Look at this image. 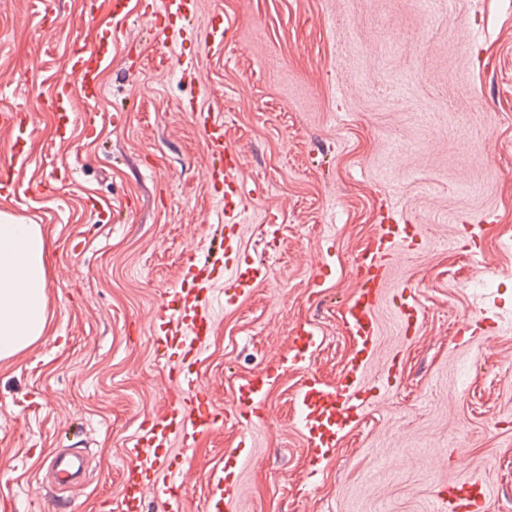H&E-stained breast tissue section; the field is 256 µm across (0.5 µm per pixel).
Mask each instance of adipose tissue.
<instances>
[{"label":"adipose tissue","instance_id":"adipose-tissue-1","mask_svg":"<svg viewBox=\"0 0 512 512\" xmlns=\"http://www.w3.org/2000/svg\"><path fill=\"white\" fill-rule=\"evenodd\" d=\"M48 257L39 225L0 217V359L23 351L44 333Z\"/></svg>","mask_w":512,"mask_h":512}]
</instances>
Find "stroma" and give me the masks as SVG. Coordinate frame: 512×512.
<instances>
[{
    "instance_id": "obj_1",
    "label": "stroma",
    "mask_w": 512,
    "mask_h": 512,
    "mask_svg": "<svg viewBox=\"0 0 512 512\" xmlns=\"http://www.w3.org/2000/svg\"><path fill=\"white\" fill-rule=\"evenodd\" d=\"M85 2L0 0V113L31 110L34 127L0 214L51 247L45 332L0 359V512H107L142 421L167 409L155 317L224 208L195 104L241 154L242 251L269 278L231 303L212 281L191 377L222 419L174 468L179 512H210L232 450L228 512H444L474 483L482 512H512V0H199L200 24L219 11L231 27L217 51L155 41L139 0L117 18L96 0L85 27ZM76 39L109 63L90 129L40 109L62 81L83 107ZM388 206L420 242L378 308L372 399L313 468L298 393L350 364L340 310ZM302 329L316 344L301 355ZM267 366L248 428L239 388ZM70 448L89 467L56 500L42 478Z\"/></svg>"
}]
</instances>
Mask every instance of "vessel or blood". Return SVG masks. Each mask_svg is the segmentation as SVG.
Listing matches in <instances>:
<instances>
[{
    "label": "vessel or blood",
    "mask_w": 512,
    "mask_h": 512,
    "mask_svg": "<svg viewBox=\"0 0 512 512\" xmlns=\"http://www.w3.org/2000/svg\"><path fill=\"white\" fill-rule=\"evenodd\" d=\"M197 0H160L153 6L148 18L159 42H167L174 20L193 22L197 16ZM229 36V29L222 14H214L205 29L203 46L211 50L222 47ZM103 62V55L96 45H76L72 52V64L84 74L85 109L80 112L82 124L94 121L96 111L93 103L101 86L97 74ZM31 120L28 115L18 112H1L0 126L17 133L10 144L5 165L0 166V195L10 196L16 185L17 168L24 164L26 154L23 141L29 134ZM206 144L212 154L224 159V270L231 288L243 290L246 281L238 280L234 268L235 255L239 250V224L241 213L236 205L246 193L241 167L233 149L225 142L223 124L210 120ZM409 243V227L398 208H390L386 222L377 224L376 229L363 247L357 261V276L354 295L342 310L343 325L358 345L359 355H367L374 345L376 336V309L388 286V263L395 251ZM214 265L208 261L193 260L190 266L191 280L182 282L174 289L170 300L162 305L163 323L161 329L167 347L190 356L193 346L184 341L186 330H198L201 324L212 323L213 314L207 306L195 281L212 274ZM362 373L358 367L348 369L336 384L325 383L318 376L307 378L299 392L300 406L305 427L308 431L314 454L336 445L339 435L356 422L362 410L359 398ZM216 419L208 398L200 385L185 381L182 397L160 417L150 419L129 450L133 462L129 470L126 492L118 504V512H137L138 492L142 486L152 487L162 500L167 512H176L181 500V485L168 472L170 439H178L183 456L194 452L197 436L210 429ZM85 456L74 452L60 459L51 485L64 489L70 487L73 468L83 466Z\"/></svg>",
    "instance_id": "obj_1"
}]
</instances>
